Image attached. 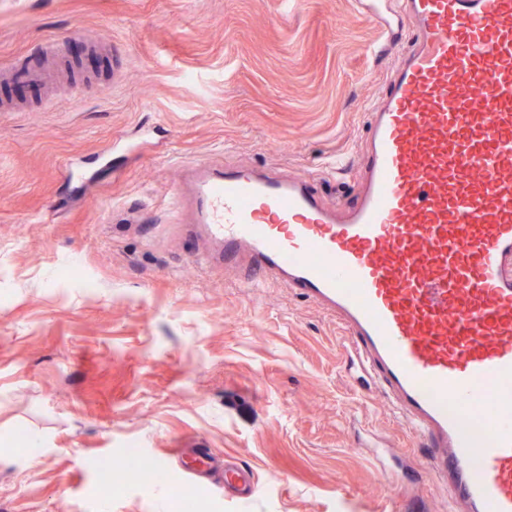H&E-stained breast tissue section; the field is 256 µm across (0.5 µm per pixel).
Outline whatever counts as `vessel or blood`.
Here are the masks:
<instances>
[{
  "label": "vessel or blood",
  "instance_id": "obj_1",
  "mask_svg": "<svg viewBox=\"0 0 512 512\" xmlns=\"http://www.w3.org/2000/svg\"><path fill=\"white\" fill-rule=\"evenodd\" d=\"M411 47L372 108L353 206L312 179L208 161L172 193L204 266L278 282L336 320L351 366L427 446L452 512H512V0H399ZM59 40L0 66L48 89ZM489 401L487 429L460 412ZM238 501L252 473L224 467Z\"/></svg>",
  "mask_w": 512,
  "mask_h": 512
}]
</instances>
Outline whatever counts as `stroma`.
<instances>
[{
    "instance_id": "obj_1",
    "label": "stroma",
    "mask_w": 512,
    "mask_h": 512,
    "mask_svg": "<svg viewBox=\"0 0 512 512\" xmlns=\"http://www.w3.org/2000/svg\"><path fill=\"white\" fill-rule=\"evenodd\" d=\"M53 38L81 95L45 108L0 86L21 106L0 112V512H177L164 483L119 469L98 497L96 461L132 445L204 512H448L407 421L346 378L335 321L198 265L203 242L167 210L199 160L353 199L369 107L407 41L376 54L385 32L356 0H0V64ZM72 159L94 169L88 190L63 178ZM379 443L411 465L410 496L383 481ZM228 459L254 474L248 504L224 489Z\"/></svg>"
}]
</instances>
